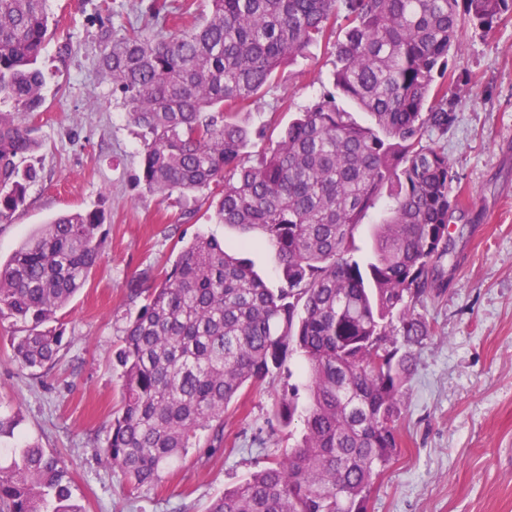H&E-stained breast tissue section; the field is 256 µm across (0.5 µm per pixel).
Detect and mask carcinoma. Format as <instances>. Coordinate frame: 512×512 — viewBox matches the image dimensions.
<instances>
[{"instance_id":"cac0c4a2","label":"carcinoma","mask_w":512,"mask_h":512,"mask_svg":"<svg viewBox=\"0 0 512 512\" xmlns=\"http://www.w3.org/2000/svg\"><path fill=\"white\" fill-rule=\"evenodd\" d=\"M46 2L0 0L1 223L37 178L24 162L41 144L17 117L44 102ZM210 5L189 29L173 28L154 4L144 25L104 31L98 69L144 131L138 182L162 197L217 187L216 222L259 231L280 278L269 286L249 259L197 236L160 281L147 272L132 280L127 296L144 304L113 355L121 407L96 452L131 491L159 483L202 432L208 460L224 447V412L240 391L298 353L305 383L281 395L274 419L287 428L300 416V438L208 512H366L373 476L400 447L410 348L432 333L414 308L439 288L457 208L448 153L423 140L455 122L448 74L464 47L462 17L489 32L512 14V0ZM340 20L331 87L245 162L251 138L239 110ZM381 199L384 215L361 256L358 230ZM103 221L97 209L59 215L0 262V316L23 324L11 339L20 368L46 375L59 359L64 330L50 322L100 263ZM0 512L83 510L65 461L23 442L0 448Z\"/></svg>"}]
</instances>
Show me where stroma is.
<instances>
[{
    "label": "stroma",
    "mask_w": 512,
    "mask_h": 512,
    "mask_svg": "<svg viewBox=\"0 0 512 512\" xmlns=\"http://www.w3.org/2000/svg\"><path fill=\"white\" fill-rule=\"evenodd\" d=\"M152 0H47L55 24L41 53L40 111L22 114L42 147L26 200L0 223V260L58 214L97 208L104 255L57 319L67 346L49 377L18 367L10 340L18 326L0 317V415L19 414L16 436L57 453L86 512H205L224 490L281 455L301 424L279 427L273 407L300 383L299 356L283 372L246 388L224 414V450L207 465L198 449L159 485L130 492L123 475L95 454L121 404L113 352L138 306L129 281L170 268L204 235L234 247L246 234L212 220L203 191L162 198L137 182L142 131L131 124L100 73L102 23H143ZM335 49L284 67L278 83L239 122L281 128L329 87ZM458 70L469 84L449 89L456 120L437 139L453 164L462 206L448 226L439 262L445 288L415 312L435 329L412 348L397 422L400 448L374 476L367 512H512V15L488 34L465 28Z\"/></svg>",
    "instance_id": "stroma-1"
}]
</instances>
